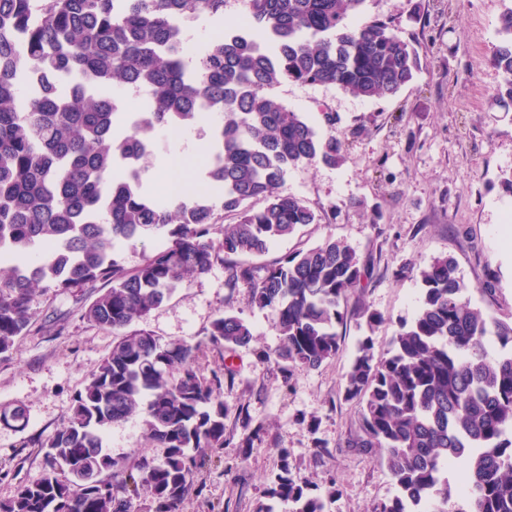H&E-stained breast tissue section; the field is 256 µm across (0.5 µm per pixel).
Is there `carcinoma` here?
<instances>
[{
	"label": "carcinoma",
	"instance_id": "cac0c4a2",
	"mask_svg": "<svg viewBox=\"0 0 512 512\" xmlns=\"http://www.w3.org/2000/svg\"><path fill=\"white\" fill-rule=\"evenodd\" d=\"M364 0H245L249 22L189 55L184 22L224 19L225 0H0V360L37 323V287L68 291L103 284L83 318L112 330V350L76 394L65 420L37 442L46 468L0 512H182L201 459L224 448V379L197 365L201 344L163 340L142 322L188 278L220 265L224 286L249 285L270 313L279 342L260 350L289 381L291 369H318L336 356L350 295L365 288L371 263L341 239L254 266L300 227L326 222L284 188L288 169L347 158L350 134L323 112L322 136L275 102L282 83L332 85L355 97L391 98L420 71L415 46L390 19L352 26ZM493 62L503 75L493 104L512 103V6L500 17ZM141 91L128 132L118 133L115 87ZM214 122L204 184L171 203L149 192L143 173L161 131ZM264 201L255 209L251 203ZM235 219L214 237L216 210ZM160 237L140 265L125 267L116 245ZM422 298L398 323L379 358L360 342L345 394L358 404L349 447L370 454L397 494L374 512H512V321L472 304L456 261L439 256L420 270ZM233 352L255 341L252 326L226 311L207 332ZM143 417L165 449L160 461L129 468L103 446L102 431ZM242 448L263 427L243 420ZM258 512H331L340 489L324 493L293 472L278 449ZM462 479L448 487V468ZM109 471L112 478L103 479Z\"/></svg>",
	"mask_w": 512,
	"mask_h": 512
}]
</instances>
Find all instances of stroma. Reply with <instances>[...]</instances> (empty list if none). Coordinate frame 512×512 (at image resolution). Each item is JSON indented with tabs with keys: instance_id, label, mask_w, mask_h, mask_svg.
Segmentation results:
<instances>
[{
	"instance_id": "obj_1",
	"label": "stroma",
	"mask_w": 512,
	"mask_h": 512,
	"mask_svg": "<svg viewBox=\"0 0 512 512\" xmlns=\"http://www.w3.org/2000/svg\"><path fill=\"white\" fill-rule=\"evenodd\" d=\"M511 5L365 0L352 23L394 18L418 50L421 69L408 88L394 98L370 100L333 86L284 83L271 89V97L312 123L333 112L340 128L362 133L351 139L342 165L288 171V191L327 210L329 221L277 240L253 263L275 262L329 235L342 239L373 263L361 299L383 322L371 331L349 316L336 357L316 370L294 368L286 385L276 366L255 353L278 344L270 314L252 304L246 284L225 288L223 267L185 280L152 310L142 329L201 343L203 374L228 360L235 370L220 394L227 444L197 472L203 493L189 496L183 512H256L281 448L292 450L296 473L316 480L335 475L343 495L332 512H373L396 486L376 455L349 446L359 421L356 402L345 397V376L359 341L372 337L378 355L388 348L399 319L411 317L420 303L416 269L444 255L456 260L476 307L498 318L512 316V194L501 184L503 174L512 172V108L489 106L502 83L492 62L501 40L498 20ZM489 279L495 290L482 293ZM95 295L91 288L37 291L33 307L45 331L21 337L12 359L0 361V409L18 406L26 413L24 425L0 422V501L40 478L44 458L34 442L63 422L75 394L112 348L111 330L83 318ZM227 310L251 324L256 347L228 355L208 344L212 320ZM243 409L264 428L261 441L247 450L239 446ZM105 446L131 466L164 456L145 439L137 416L108 427ZM320 448L328 454L318 462Z\"/></svg>"
}]
</instances>
